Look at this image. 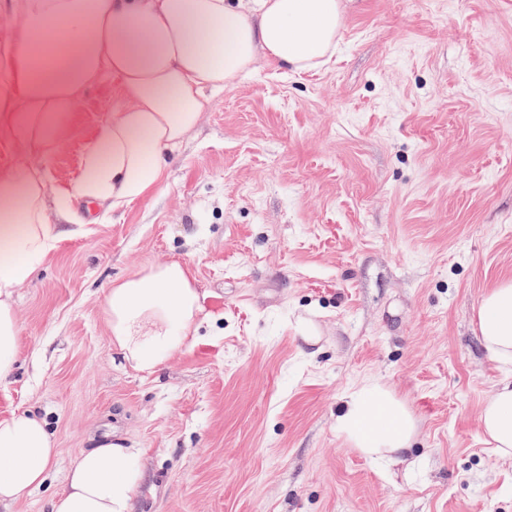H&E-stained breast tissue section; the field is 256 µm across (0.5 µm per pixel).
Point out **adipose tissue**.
<instances>
[{"mask_svg":"<svg viewBox=\"0 0 512 512\" xmlns=\"http://www.w3.org/2000/svg\"><path fill=\"white\" fill-rule=\"evenodd\" d=\"M20 23L0 32V150L48 155L86 88L112 79L122 106L87 153L75 192L117 212L162 189L167 157L198 124L213 93L254 73L259 59L303 73L333 56L341 0H0ZM48 184L36 167L0 166V382L15 372L20 324L16 288L56 249ZM103 312L113 350L154 375L192 348L202 312L189 267L172 261L112 280ZM476 324L503 371L482 403L484 442L512 460V279L488 289ZM336 431L362 457L394 463L411 448L417 420L383 384L347 395ZM45 419L0 418V503L43 486L58 456ZM143 451L110 432L72 463L51 512H134Z\"/></svg>","mask_w":512,"mask_h":512,"instance_id":"obj_1","label":"adipose tissue"}]
</instances>
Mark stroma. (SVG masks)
<instances>
[{"label": "stroma", "instance_id": "obj_1", "mask_svg": "<svg viewBox=\"0 0 512 512\" xmlns=\"http://www.w3.org/2000/svg\"><path fill=\"white\" fill-rule=\"evenodd\" d=\"M118 98L88 89L48 159L0 151L69 200L15 291L20 365L0 382V418L45 416L61 453L0 512H50L109 431L144 450L136 512H512V463L478 428L500 371L474 326L512 278V0H343L327 65L261 60L212 97L165 187L99 224L74 188ZM174 260L203 323L147 377L113 352L104 291ZM366 381L418 421L403 463L336 431Z\"/></svg>", "mask_w": 512, "mask_h": 512}]
</instances>
